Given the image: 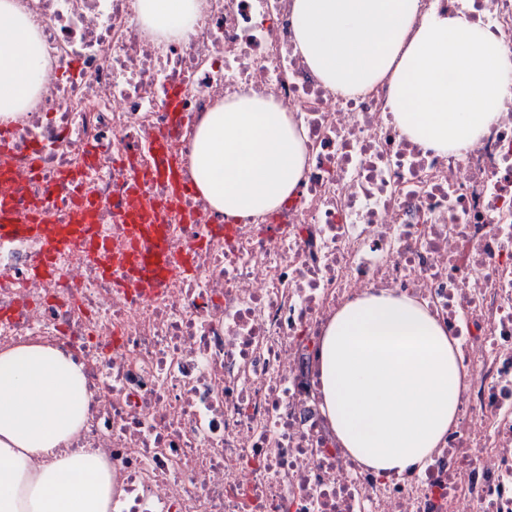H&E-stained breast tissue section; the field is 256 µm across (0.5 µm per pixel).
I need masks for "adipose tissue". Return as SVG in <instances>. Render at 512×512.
<instances>
[{
    "instance_id": "adipose-tissue-1",
    "label": "adipose tissue",
    "mask_w": 512,
    "mask_h": 512,
    "mask_svg": "<svg viewBox=\"0 0 512 512\" xmlns=\"http://www.w3.org/2000/svg\"><path fill=\"white\" fill-rule=\"evenodd\" d=\"M418 8L419 0H292L295 40L308 66L344 94L390 80L402 133L460 153L495 120L512 62L501 37L469 15L420 22ZM141 15L178 40L199 18L193 0H145ZM42 70L37 30L17 0H0V124L33 105ZM305 162L292 115L251 95L217 103L186 159L195 191L230 218L277 212L295 196ZM316 356L337 446L382 476L424 471L458 422L469 376L431 309L385 292L344 303ZM91 400L80 365L55 344L0 347V512H112L107 462L69 446Z\"/></svg>"
}]
</instances>
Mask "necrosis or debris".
<instances>
[{"label":"necrosis or debris","mask_w":512,"mask_h":512,"mask_svg":"<svg viewBox=\"0 0 512 512\" xmlns=\"http://www.w3.org/2000/svg\"><path fill=\"white\" fill-rule=\"evenodd\" d=\"M19 3L44 78L0 157L14 206L66 224L93 200L108 252L0 242V345L47 338L81 365L93 399L72 445L109 462L113 512H512V92L465 155L442 154L401 133L389 81L350 96L311 71L292 0H197L185 40L144 24L141 0ZM420 3L491 25L512 58V0ZM244 94L304 129L296 197L231 221L171 204L152 145L187 158L213 104ZM133 190L168 227L158 284L115 261ZM374 291L425 302L470 372L425 471L390 479L331 442L316 383L326 324Z\"/></svg>","instance_id":"4bbe7bcc"}]
</instances>
